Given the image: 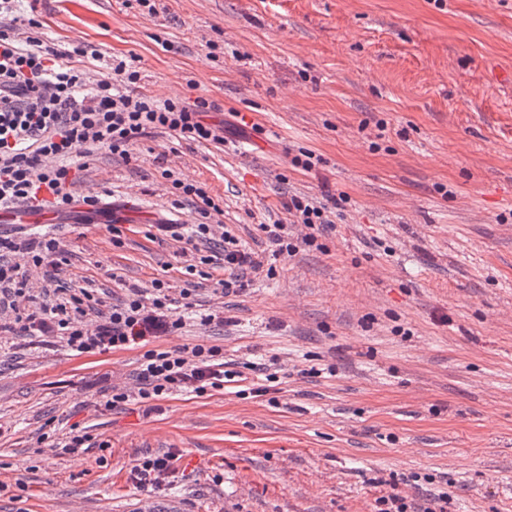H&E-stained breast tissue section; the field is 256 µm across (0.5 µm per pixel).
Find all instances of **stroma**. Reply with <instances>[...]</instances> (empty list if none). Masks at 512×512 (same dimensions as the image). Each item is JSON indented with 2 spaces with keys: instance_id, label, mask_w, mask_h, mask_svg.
Instances as JSON below:
<instances>
[{
  "instance_id": "1",
  "label": "stroma",
  "mask_w": 512,
  "mask_h": 512,
  "mask_svg": "<svg viewBox=\"0 0 512 512\" xmlns=\"http://www.w3.org/2000/svg\"><path fill=\"white\" fill-rule=\"evenodd\" d=\"M47 43L135 54L139 93L212 101L223 142L156 133L100 150L69 188L97 210L50 228L58 265L27 268L38 303L83 290L101 323L134 288L194 289L157 345L219 346L236 384L146 412L110 409L142 349L77 355L55 336L0 334V512H374L398 480L448 512H512V0H38ZM170 51H163L161 41ZM245 121L235 124L232 113ZM312 153L311 170L293 167ZM206 185L270 274L218 292L221 268L151 224H191L164 169ZM347 196L316 245L273 257L262 225L291 195ZM123 230L113 244L110 224ZM223 322L201 328V314ZM89 448L63 451L72 428ZM181 455L153 497L130 469ZM419 483H411V475Z\"/></svg>"
}]
</instances>
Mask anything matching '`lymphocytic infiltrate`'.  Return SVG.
Instances as JSON below:
<instances>
[{"mask_svg":"<svg viewBox=\"0 0 512 512\" xmlns=\"http://www.w3.org/2000/svg\"><path fill=\"white\" fill-rule=\"evenodd\" d=\"M21 0H0V209L25 207L36 210L50 204L65 208L71 198L70 161L106 149L129 157L132 147L158 130L180 139L220 142L216 125L206 115L214 105L203 98L159 101L137 93L136 56L113 59L102 72L77 65L88 57V46L79 44L57 49L40 34L35 16L22 15ZM172 187L179 198L191 202L197 219L190 233L179 225H161L171 238L215 245L212 254L201 256L209 265L222 262L228 279L222 286L237 287L242 274L260 273L257 261L229 229L212 224L221 207L204 185L180 178ZM285 208L291 222L303 225V242L314 245L319 235L331 229L344 210L343 198L323 193L321 200L291 197ZM19 243L0 236V313L5 328L18 333L50 332L63 339L77 354H102L176 333L183 327L174 312L176 299H190L185 288L172 297L169 285L154 280L149 293L131 292L112 305L103 323L89 326L83 317L94 297L82 292L39 310L18 305L27 292V278L9 256ZM236 374L224 367V355L217 346L206 344L154 348L145 351L135 375L133 388L113 389L107 404L117 407L129 401L155 410L159 401L179 393L201 397L234 382ZM178 454L146 457L131 470L135 488L159 490L176 478Z\"/></svg>","mask_w":512,"mask_h":512,"instance_id":"lymphocytic-infiltrate-1","label":"lymphocytic infiltrate"}]
</instances>
